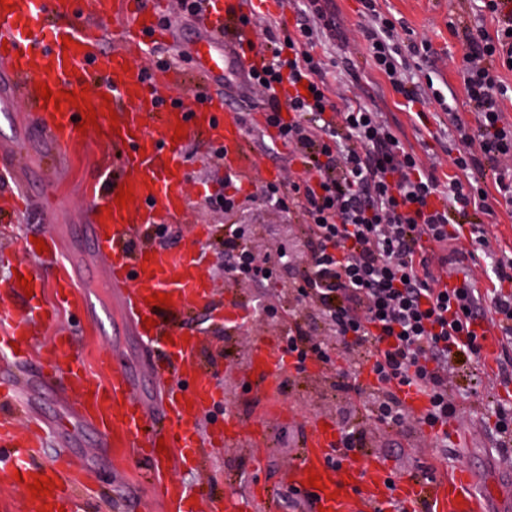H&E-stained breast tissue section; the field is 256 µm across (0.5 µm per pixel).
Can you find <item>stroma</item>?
Here are the masks:
<instances>
[{"label":"stroma","instance_id":"35a3bbf8","mask_svg":"<svg viewBox=\"0 0 512 512\" xmlns=\"http://www.w3.org/2000/svg\"><path fill=\"white\" fill-rule=\"evenodd\" d=\"M472 7L471 0H376V9L382 17L403 22L402 38L428 40L437 53H448L458 62L462 61L466 47L452 34L448 23L474 22L477 19ZM195 34V29L186 27L185 23L175 24L173 40L167 49L174 58L173 69L185 73L187 79L161 86L162 95L192 100L202 70L194 54L187 51L188 41ZM350 62L363 89V102L386 113L407 147L418 152L427 147L435 152L442 163V175L460 177L461 172L448 153L446 117L439 106L426 105L424 118H417L405 108L403 97L391 88L363 46H354ZM228 91L234 98L232 112L250 115L254 121L249 139L255 177L275 178L288 163L287 150L273 147L261 125L259 110L239 104V97L246 94L242 83L232 81ZM61 155L54 185L60 203L56 223L44 222L39 210L30 209L17 213L11 223L0 226V252H10L15 259L34 268L40 267L41 261L24 249L25 233L58 234L64 226L87 223V202L95 189L96 171L113 161L111 147L90 135L74 140L62 149ZM183 159L186 174L192 180L186 188L187 208L176 223L167 226L158 239L159 244L205 252L208 260L201 268V275L217 284L225 307L252 314L260 305L272 304L278 307L281 316L273 321L253 320L233 330L214 311L191 312L186 325L201 334L202 368L223 395L222 403L202 422L201 432L203 436L219 438L225 413L233 412L239 417L242 438L231 446L205 448L198 468L171 463L168 475L184 483L207 482L218 499L230 492L253 498L254 512H310L308 501L290 490L302 433L320 418L329 419L339 427L365 425V397L336 390L333 366L318 363L309 364L306 371L283 375L274 405H265L249 394L251 355L259 341L265 338L279 341L289 323L298 317L305 328L317 334L325 333L326 326L318 310L303 312L297 307L291 278H284L276 287H233L224 273L225 225L249 224L266 238L288 245L294 243L297 228L291 225L287 213L260 202L240 206L230 213L204 212L207 196L224 190V162L192 140L183 147ZM62 333L73 336L76 351L89 360L101 353L106 344L95 327L62 310L55 325L35 324L29 347L31 351H39ZM460 403L461 421L450 428L446 450L424 447L418 428L385 434L373 424L367 425L366 454L384 463L391 473L405 477L420 475L423 467H433L439 483L453 478L465 466L482 467L489 478L507 477L508 471L500 466L493 448L492 417L469 395H461ZM83 451L90 482L104 492L103 498L87 502L85 512H159L143 476V465L133 455L116 456L104 462L94 444H87Z\"/></svg>","mask_w":512,"mask_h":512}]
</instances>
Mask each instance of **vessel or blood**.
Instances as JSON below:
<instances>
[{"label": "vessel or blood", "instance_id": "b4317fda", "mask_svg": "<svg viewBox=\"0 0 512 512\" xmlns=\"http://www.w3.org/2000/svg\"><path fill=\"white\" fill-rule=\"evenodd\" d=\"M256 0H210L204 31L193 51L213 82L239 75L241 63L256 60L244 35L225 39V23L248 11ZM124 17L122 45L105 50L91 23L108 17ZM171 35L161 22L158 0H0V117L10 118L17 107L39 113L36 125L17 124L15 137L0 143V160L9 164L14 180L12 195L21 206L41 204L45 221L53 222L52 173L46 159L55 158L63 145L75 140L88 110H95L101 137L120 158L121 173L108 190L95 193L90 201L91 221L84 232L93 246L84 252L74 240L54 235L44 238L46 250L40 268L17 264L0 281L8 294H21L19 277L29 278L33 293L27 300L28 313L0 304V481L19 483L23 512H79L78 477L71 465L77 454L68 449L55 453L52 465L39 464L52 442L58 441L60 423L41 422L32 436L19 435L9 416L23 409L24 390L63 382L62 396L81 428H92L104 455L133 453L147 464V473L157 501L167 512H249L248 501L229 495L223 509L203 485L189 486L170 480L166 467L170 458L189 464L200 463L204 443L199 423L222 399L208 378L193 376L189 388L154 392L143 387L141 367L130 365L117 352L98 357L100 377H93L82 357L64 359L58 348L45 350L41 358L48 371L21 388L14 369L26 355L15 352L31 334L30 324H51L58 307H65L86 323L94 325L110 317L109 307L89 290L99 281L101 288L120 289L128 320L121 333L153 354L151 372L162 377L173 364H193L199 351L197 333L178 329L177 318L187 304L211 308L213 286L201 278V251L154 247L148 240L161 227L176 222L186 206V171L182 146L174 141L175 127L185 136L199 135L225 151L226 166L247 176L249 144L245 129L228 110L225 96L215 94L203 103L189 105L161 101L157 84L175 79L174 71H156L152 79L128 67V54L145 41L163 43ZM100 82L106 95L84 94L80 103L70 102L69 93L83 92L91 82ZM62 94L61 104L42 99L40 85ZM27 146L28 160L18 163L11 150L15 143ZM131 189L127 205H118V191ZM108 260L105 271L89 262V255ZM53 278L56 305L43 298L46 278ZM165 294L170 305L153 302V294ZM155 319L146 327L145 318ZM291 366L290 360L273 344L260 343L252 356L256 394L273 401L272 381ZM165 440L168 450L157 449ZM336 427L316 422L301 440L302 451L293 484L299 494L311 499L325 512H344L350 498H358L361 512H388L390 499H397L415 512L425 503H437L440 512H482L471 489L481 484L480 471L468 467L449 484L402 478L394 490L386 488L382 462L350 459L336 467ZM319 474L311 486V474ZM49 478L51 492L32 495L35 479Z\"/></svg>", "mask_w": 512, "mask_h": 512}]
</instances>
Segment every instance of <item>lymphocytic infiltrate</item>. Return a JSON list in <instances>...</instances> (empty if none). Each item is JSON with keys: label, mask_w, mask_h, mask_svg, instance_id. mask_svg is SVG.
<instances>
[{"label": "lymphocytic infiltrate", "mask_w": 512, "mask_h": 512, "mask_svg": "<svg viewBox=\"0 0 512 512\" xmlns=\"http://www.w3.org/2000/svg\"><path fill=\"white\" fill-rule=\"evenodd\" d=\"M474 2L478 12L496 16L497 28L450 26L467 47L458 74L476 116L475 125L459 122L452 130L462 178L441 180L436 154L407 148L385 112L362 102L358 80H327L336 60L322 44L361 43L407 106L432 101L451 111L434 85L410 80L431 51L428 41L402 40L375 0H363L365 22L352 35L325 0H299L293 31L253 13L243 23L262 33L268 52L245 71L246 87L275 143L287 148L290 167L244 199L230 191L236 174L226 173L228 193L208 204L228 212L260 201L296 215L301 246L292 252L262 246L246 225H227L224 272L245 288L298 273V304L316 307L334 336L292 322L282 341L297 370L310 362L335 365L337 385L357 392V370L368 368L370 419L391 431L419 424L442 445L460 420L456 372L472 368L470 393L491 408L499 463L512 470V406L487 388L491 381L512 384V253L490 252L482 222L491 211L486 180L512 203V123L504 118L512 85L501 75L512 71V9L504 0ZM485 279L492 287L484 291ZM490 337L498 357L486 376L477 367ZM407 387L426 396L424 414L405 407L400 394Z\"/></svg>", "instance_id": "obj_1"}]
</instances>
